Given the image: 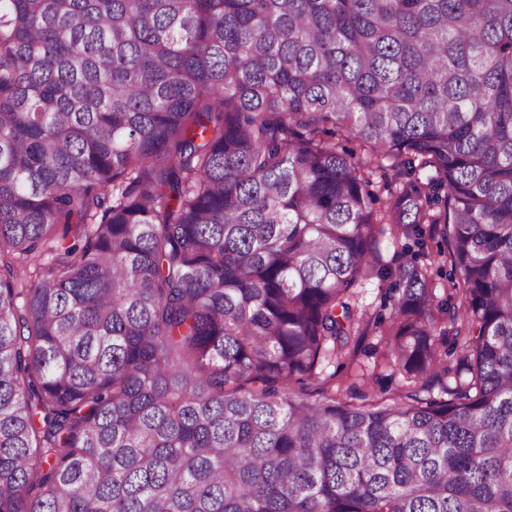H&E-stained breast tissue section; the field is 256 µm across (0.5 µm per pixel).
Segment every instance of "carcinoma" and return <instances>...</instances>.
I'll return each instance as SVG.
<instances>
[{
    "instance_id": "cac0c4a2",
    "label": "carcinoma",
    "mask_w": 512,
    "mask_h": 512,
    "mask_svg": "<svg viewBox=\"0 0 512 512\" xmlns=\"http://www.w3.org/2000/svg\"><path fill=\"white\" fill-rule=\"evenodd\" d=\"M0 512H512V0H0ZM426 227V247L425 255L419 258L420 264H428L432 275L438 283L436 294L440 298H447L449 295H454L455 290L449 287L452 284L448 281V271L450 270V260L447 258L448 246L446 241L439 235L437 230L433 227ZM440 252H442L440 254ZM431 264V265H430ZM440 272V273H439ZM412 244L411 241L403 238L402 236L397 240V243L392 240V235L389 230L383 236L379 237V243L375 246V251L379 254L381 265L394 267V258L404 244ZM390 282H381L377 279H371L369 281H362L358 286L354 302L356 303L357 309L361 313H366L367 316L372 314L379 315L382 313L385 317V323L383 329H386L392 324L391 320V304L389 300L391 295L389 287ZM387 303V307L384 308V303ZM388 336L374 330L358 341L357 351L352 361L345 360L325 366L322 377L336 371V376L324 384L312 386L309 390L323 387L326 394H336L337 399L354 404L362 403L361 396L366 399H387L416 390L422 384L391 367L385 359ZM442 338V336H441ZM447 336H444L442 340L438 342V354L440 358L448 360V374H444L443 371H439L438 376L430 378L424 386V391L420 392L421 398L433 399V400H447L450 396L447 391L455 386L456 380L454 375L455 356H446L448 344L445 341Z\"/></svg>"
}]
</instances>
